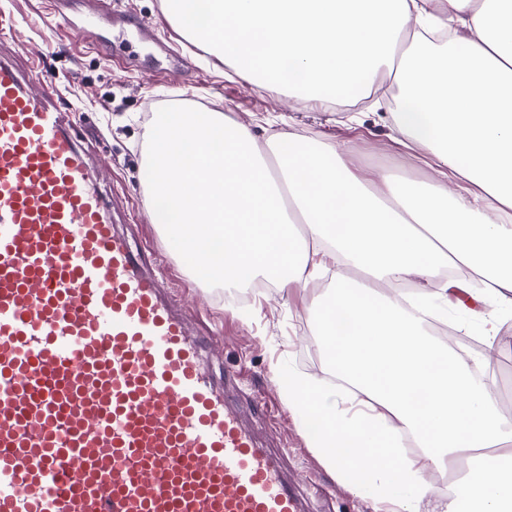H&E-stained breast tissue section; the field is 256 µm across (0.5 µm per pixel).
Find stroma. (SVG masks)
<instances>
[{"instance_id": "1", "label": "stroma", "mask_w": 512, "mask_h": 512, "mask_svg": "<svg viewBox=\"0 0 512 512\" xmlns=\"http://www.w3.org/2000/svg\"><path fill=\"white\" fill-rule=\"evenodd\" d=\"M141 24L154 29V39H141ZM0 43L11 58L24 65L39 59L55 77L81 138L101 160L107 196L132 212L124 231L130 241L150 247L154 271L190 319L212 333L216 372H228L229 390L242 401L250 424L282 454L284 471L299 486L308 512H375L371 496L355 493L328 470L300 413L289 408L275 383L280 372L320 377L327 370L323 352L305 342L317 332L312 307L318 290L260 292L238 308L225 303L223 289L201 287L189 274L193 256L166 236L146 202L151 174L142 143L151 114L196 104L230 114L261 142L275 123L289 118L309 137L351 145V169L404 173L431 183L432 172L391 139L386 106L368 98L348 112L319 98L262 91L215 56L200 55L192 34L162 0H112L106 14L94 0H0ZM433 314L477 341L483 322L494 320L503 340L512 341V306L483 293ZM261 397L277 406V423L255 410Z\"/></svg>"}]
</instances>
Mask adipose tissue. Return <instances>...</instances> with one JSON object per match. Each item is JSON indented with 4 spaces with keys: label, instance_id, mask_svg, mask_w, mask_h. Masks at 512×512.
I'll return each instance as SVG.
<instances>
[{
    "label": "adipose tissue",
    "instance_id": "ef3b65f1",
    "mask_svg": "<svg viewBox=\"0 0 512 512\" xmlns=\"http://www.w3.org/2000/svg\"><path fill=\"white\" fill-rule=\"evenodd\" d=\"M203 50L258 88L309 95L358 84L393 90L394 140L424 153L422 185L345 163L349 144L288 128L258 144L252 129L210 109L157 113L144 153L149 204L208 284L307 287L342 260L313 308L336 376L365 409L342 408L323 381L278 376L289 406L318 420L325 464L397 512H422L428 470L478 459L444 512H512V421L498 408L489 357L433 342L421 318L380 292L412 284L420 301L448 299L465 267L512 305V0H208ZM407 43L398 66L390 59ZM415 436L424 459L398 454Z\"/></svg>",
    "mask_w": 512,
    "mask_h": 512
}]
</instances>
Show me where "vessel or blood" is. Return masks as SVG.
I'll list each match as a JSON object with an SVG mask.
<instances>
[{
	"label": "vessel or blood",
	"instance_id": "1",
	"mask_svg": "<svg viewBox=\"0 0 512 512\" xmlns=\"http://www.w3.org/2000/svg\"><path fill=\"white\" fill-rule=\"evenodd\" d=\"M67 113L0 57V512H306Z\"/></svg>",
	"mask_w": 512,
	"mask_h": 512
}]
</instances>
